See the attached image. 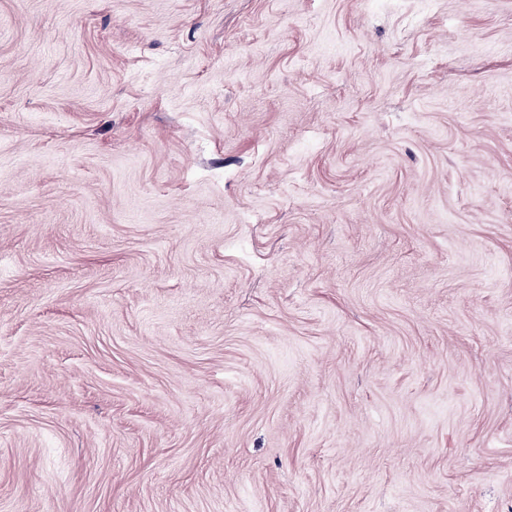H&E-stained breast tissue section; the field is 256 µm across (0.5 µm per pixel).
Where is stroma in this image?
Instances as JSON below:
<instances>
[{"label": "stroma", "mask_w": 512, "mask_h": 512, "mask_svg": "<svg viewBox=\"0 0 512 512\" xmlns=\"http://www.w3.org/2000/svg\"><path fill=\"white\" fill-rule=\"evenodd\" d=\"M0 512H512V0H0Z\"/></svg>", "instance_id": "stroma-1"}]
</instances>
